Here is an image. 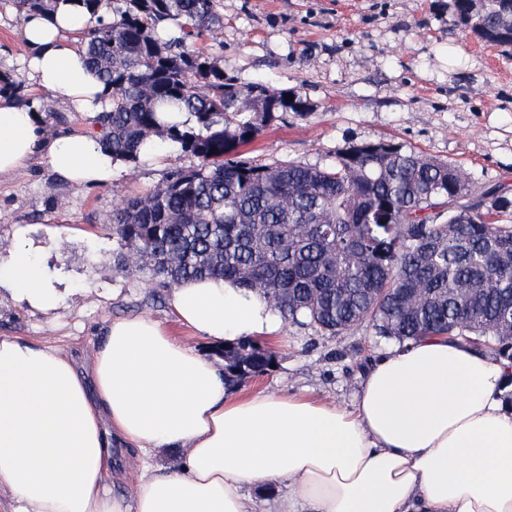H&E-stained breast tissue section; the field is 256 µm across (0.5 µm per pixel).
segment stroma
<instances>
[{
    "mask_svg": "<svg viewBox=\"0 0 512 512\" xmlns=\"http://www.w3.org/2000/svg\"><path fill=\"white\" fill-rule=\"evenodd\" d=\"M224 24L194 50L217 57L227 78L269 90L298 91L312 106L299 117L275 114L239 151L256 164L334 163L349 146L391 141L461 166L479 187L512 183V45L486 43L454 25L452 0H223ZM10 0H0V72L43 100L50 131L90 123L21 76L25 46ZM158 149L118 169L108 186L77 188L38 162L0 180V256L18 234L41 248L59 280L57 309L43 313L0 288V336H20L90 354L116 317L151 315L220 360L222 348L177 324L170 290L152 300L143 281L119 273L107 226L122 199L147 193L194 155L159 138ZM62 234L55 244L54 234ZM276 365L235 380L230 392L309 393L351 404L368 368L394 341L357 330L322 336L287 327L269 340Z\"/></svg>",
    "mask_w": 512,
    "mask_h": 512,
    "instance_id": "obj_1",
    "label": "stroma"
}]
</instances>
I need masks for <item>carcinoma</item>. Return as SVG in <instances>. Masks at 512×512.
I'll return each instance as SVG.
<instances>
[{"instance_id":"obj_1","label":"carcinoma","mask_w":512,"mask_h":512,"mask_svg":"<svg viewBox=\"0 0 512 512\" xmlns=\"http://www.w3.org/2000/svg\"><path fill=\"white\" fill-rule=\"evenodd\" d=\"M12 2L19 16L53 7ZM77 2L87 15L77 46L112 91L93 119L112 155L132 163L161 133L197 158L112 212L118 271L152 288L230 279L291 326L326 336L362 328L403 346L440 337L512 363L506 184L478 189L459 167L391 142L353 146L322 168L241 160L274 114L311 107L295 91L239 85L213 56L188 50L223 24V0ZM453 17L512 44V0H453ZM164 112L194 122L164 124ZM275 362L250 338L224 345L230 381Z\"/></svg>"}]
</instances>
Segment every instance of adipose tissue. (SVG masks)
Wrapping results in <instances>:
<instances>
[{"label":"adipose tissue","instance_id":"adipose-tissue-1","mask_svg":"<svg viewBox=\"0 0 512 512\" xmlns=\"http://www.w3.org/2000/svg\"><path fill=\"white\" fill-rule=\"evenodd\" d=\"M85 24L74 0L27 15L21 73L91 118L110 92L69 40ZM37 159L75 186L109 185L117 166L99 135L52 133L35 99L0 93V177ZM2 284L58 306L26 237L0 260ZM170 306L218 346L284 328L231 280L183 282ZM507 374L487 352L432 337L390 351L344 407L228 395L222 366L146 315L109 320L83 370L68 349L0 336V494L9 512H253L250 487L285 488L284 512H512ZM116 438L129 464L116 465ZM162 448L185 450L179 468L146 465Z\"/></svg>","mask_w":512,"mask_h":512}]
</instances>
